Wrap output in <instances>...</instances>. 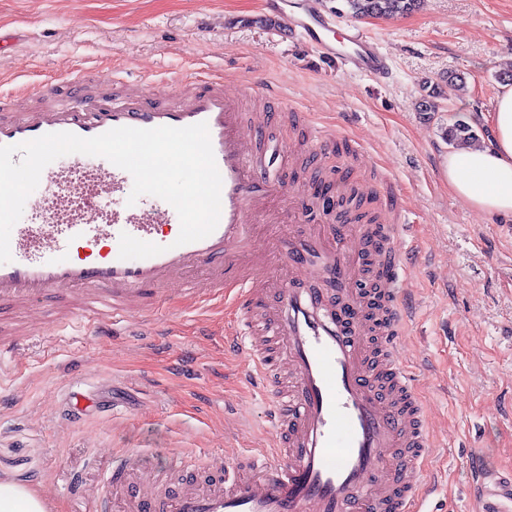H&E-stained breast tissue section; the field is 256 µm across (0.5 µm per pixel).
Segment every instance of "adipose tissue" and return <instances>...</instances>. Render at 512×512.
Wrapping results in <instances>:
<instances>
[{
  "mask_svg": "<svg viewBox=\"0 0 512 512\" xmlns=\"http://www.w3.org/2000/svg\"><path fill=\"white\" fill-rule=\"evenodd\" d=\"M489 123L486 142L449 150L448 187L477 211L512 219V85H499ZM39 488L0 478V512H48Z\"/></svg>",
  "mask_w": 512,
  "mask_h": 512,
  "instance_id": "obj_1",
  "label": "adipose tissue"
}]
</instances>
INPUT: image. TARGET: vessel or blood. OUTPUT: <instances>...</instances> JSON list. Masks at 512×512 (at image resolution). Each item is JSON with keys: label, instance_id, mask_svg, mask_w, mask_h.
<instances>
[{"label": "vessel or blood", "instance_id": "obj_1", "mask_svg": "<svg viewBox=\"0 0 512 512\" xmlns=\"http://www.w3.org/2000/svg\"><path fill=\"white\" fill-rule=\"evenodd\" d=\"M280 18L289 34L318 48L341 69L384 74L386 57L358 25L335 33L317 0H294ZM93 93L83 82L43 87L41 105L24 94L0 97V146L48 133L91 138L118 127L151 129L207 123L222 178L216 229L176 245L179 222L165 200L147 196L104 223L94 199L117 195L131 174L106 158L70 155L47 165L10 236V262L0 264V306L32 308L59 294L103 334L134 313L159 307L172 287L202 301L227 294L241 327L224 346L244 351L247 372L270 393L274 425L262 455L217 457L187 467L181 450L152 462L139 450L114 454L108 481L120 487L127 512H411L431 482L424 457L433 441L422 403L403 364V336L413 318L405 287L408 254L396 247L392 224H352L276 239L288 256V278L268 277L267 257L254 247V228L277 198L289 223L315 218L317 203L299 189L282 190L259 148L266 128L283 116L268 108L246 129L236 98L221 78L195 80L157 98L143 84L116 77ZM69 181L84 205L69 223H44L45 208L66 210L56 188ZM163 246L161 254L121 259V233ZM106 254L80 255L84 243ZM482 512L512 499L487 455L469 465Z\"/></svg>", "mask_w": 512, "mask_h": 512}]
</instances>
